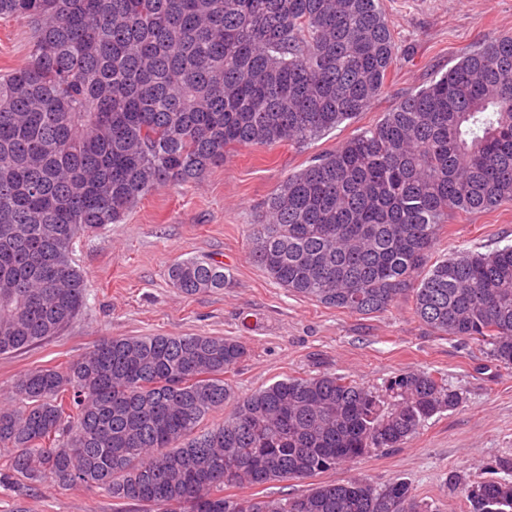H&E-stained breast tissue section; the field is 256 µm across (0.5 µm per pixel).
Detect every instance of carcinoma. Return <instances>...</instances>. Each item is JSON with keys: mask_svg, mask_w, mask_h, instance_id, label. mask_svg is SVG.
Segmentation results:
<instances>
[{"mask_svg": "<svg viewBox=\"0 0 512 512\" xmlns=\"http://www.w3.org/2000/svg\"><path fill=\"white\" fill-rule=\"evenodd\" d=\"M31 30L0 74V356L60 334L87 289L74 239L235 148H302L384 92L396 59L380 0H0ZM512 202V36L461 58L381 122L291 173L252 225L253 261L288 292L368 316L411 298L435 332L512 365V245L431 261L451 217ZM192 295L225 288L196 258ZM221 336L102 340L14 380L0 407V487L100 488L114 512H391L409 484L326 480L259 500L230 488L313 477L399 448L459 393L405 370L374 390L289 376L231 402L245 357ZM224 422L204 421L228 404ZM467 512H512V479L462 487Z\"/></svg>", "mask_w": 512, "mask_h": 512, "instance_id": "carcinoma-1", "label": "carcinoma"}]
</instances>
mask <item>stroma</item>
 Here are the masks:
<instances>
[{"mask_svg": "<svg viewBox=\"0 0 512 512\" xmlns=\"http://www.w3.org/2000/svg\"><path fill=\"white\" fill-rule=\"evenodd\" d=\"M397 49L385 94L301 149L231 151L199 181L162 187L118 224L76 239L73 265L87 280L84 310L62 335L0 356V404L11 403L24 372L72 361L108 337L226 336L246 356L231 378L244 396L291 375L345 374L381 387L395 373H442L461 404L426 420L399 448L341 466L332 477L382 487L410 484L431 512H466L464 483L499 478L512 466V366L476 341L433 331L399 299L370 316L328 308L288 292L252 262L251 226L289 173L375 124L401 99L426 87L477 46L512 36V0H381ZM24 21H0V73L28 58ZM512 244V203L449 219L435 255ZM196 257L226 268L230 287L183 294L168 277L176 261ZM112 512L100 489L0 487V512Z\"/></svg>", "mask_w": 512, "mask_h": 512, "instance_id": "1", "label": "stroma"}]
</instances>
